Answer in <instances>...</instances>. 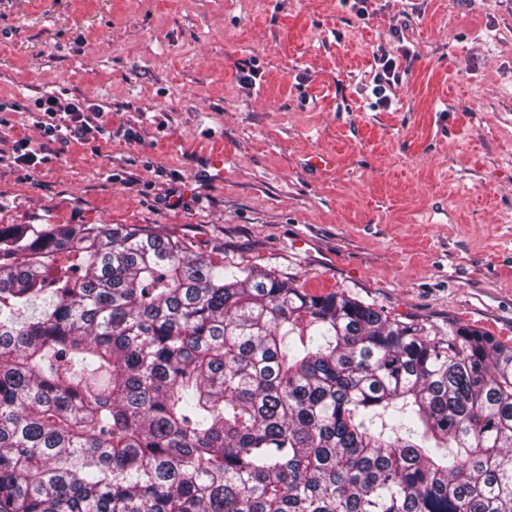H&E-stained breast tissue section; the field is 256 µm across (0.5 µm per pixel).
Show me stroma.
Segmentation results:
<instances>
[{
    "label": "stroma",
    "instance_id": "35a3bbf8",
    "mask_svg": "<svg viewBox=\"0 0 512 512\" xmlns=\"http://www.w3.org/2000/svg\"><path fill=\"white\" fill-rule=\"evenodd\" d=\"M364 5L0 0V225L220 242L307 293L512 345V0ZM382 50L411 59L388 108ZM48 92L102 134L48 141Z\"/></svg>",
    "mask_w": 512,
    "mask_h": 512
}]
</instances>
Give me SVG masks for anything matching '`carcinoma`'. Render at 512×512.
Masks as SVG:
<instances>
[{"instance_id": "1", "label": "carcinoma", "mask_w": 512, "mask_h": 512, "mask_svg": "<svg viewBox=\"0 0 512 512\" xmlns=\"http://www.w3.org/2000/svg\"><path fill=\"white\" fill-rule=\"evenodd\" d=\"M0 512H512V347L146 226H1Z\"/></svg>"}]
</instances>
